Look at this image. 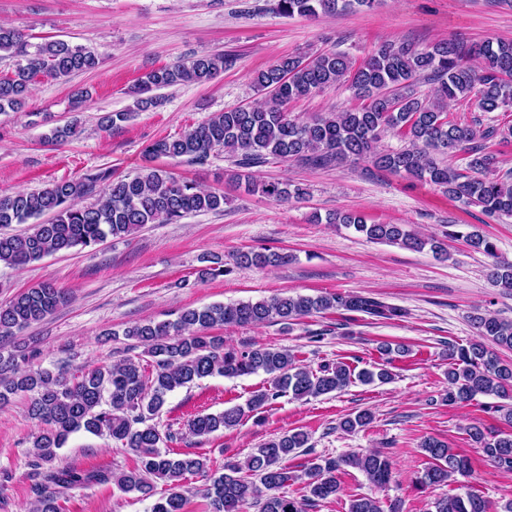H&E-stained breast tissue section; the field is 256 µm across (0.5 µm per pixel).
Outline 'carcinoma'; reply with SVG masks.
Instances as JSON below:
<instances>
[{"instance_id": "cac0c4a2", "label": "carcinoma", "mask_w": 512, "mask_h": 512, "mask_svg": "<svg viewBox=\"0 0 512 512\" xmlns=\"http://www.w3.org/2000/svg\"><path fill=\"white\" fill-rule=\"evenodd\" d=\"M376 0H275L273 10L282 16L316 17L354 8L374 7ZM0 54L16 59L11 75L0 78V112L21 110L34 79L41 75L66 79L95 70L97 54L83 46L55 39L40 43L19 29L0 25ZM232 60L222 54L197 55L151 70L141 80L138 108L157 100L150 92L213 79ZM435 85L433 99L421 97L416 85ZM345 83L359 108L316 114L304 121L287 112L288 102ZM254 88L265 97L259 106L232 107L215 112L204 123L178 137L158 139L144 148L150 158L184 159L206 163L223 148L236 154L229 178L249 195L276 202L305 197V190L288 181L254 179L250 169L271 158L293 160L314 167L343 166L359 160L372 169L435 185L466 207H478L489 217H512V171L495 176L494 157L488 144L512 138L505 130L483 124L448 120L446 104L467 98L484 113L512 109V40L467 43L437 42L420 48L411 42L382 43L357 63L346 54L327 50L308 57L288 56L258 73ZM79 133L78 120L55 129L52 140L64 143ZM387 133L405 141L398 150L380 151L377 144ZM90 205L81 199L94 193ZM224 208V195L205 191L166 171L152 168L134 177L116 176L110 170L79 180H61L31 191L0 196V227L25 224L42 216L30 232L0 234V264L16 267L48 255L85 249L107 237L124 238L146 224H173L197 213ZM336 223L352 228L370 241L390 243L414 251L425 247L443 256L447 249L437 238H421L404 224H369L360 215L336 213ZM469 247L494 259L487 277L512 293V263L497 260L494 242L478 231L457 233ZM289 255L266 248L239 251L232 264L215 261L201 270V277H217L236 269L288 264ZM68 301L65 289L40 283L0 304V337L9 339L31 324L52 315ZM329 310L362 313L375 320H398L403 308L363 294H325L316 297L274 296L256 302L213 304L184 309L173 321H146L128 327L125 335L147 347L155 371L147 375L140 362L123 359L70 379L57 369L19 371L14 360L0 358V406L18 394L29 396V414L37 424L31 434L33 466L41 481L34 484V512H61L58 496L87 484H112L123 493L153 499L151 512H183L182 481L187 476L207 477L201 489L208 512H306V508L337 495L340 474L346 467L364 473L376 487L387 486L393 476L388 456L379 451L341 458H314L295 475L288 459L310 447L309 434L295 430L272 438L242 462L224 464V472L210 473L205 457L171 456L163 446L173 441L171 431H161L158 418L169 393L213 376L237 378L263 372L273 387L253 392L246 406L234 405L213 414L189 419V434L202 437L232 429L248 413H258L282 395L295 399L319 397L345 390L356 373L344 362L326 364L313 371L298 364L286 349L224 348V337L202 329L215 325H261L292 322ZM470 320L476 339L463 346H448V404L460 405L478 396H494L503 403L491 407L504 413L512 425V363L502 361L488 347L492 343L512 349V321L490 313L475 312ZM409 349L384 345L386 356L378 371L363 370L360 381L385 383L391 379L388 355H405ZM373 414L364 409L344 418L340 427L354 432L370 425ZM84 430L107 434L137 458L129 470H80L75 467L42 469L53 462L69 436ZM470 439L495 466L512 471V431L482 424L469 430ZM420 448L429 459L419 478L421 485L440 487L455 475L471 471L470 460L444 442L427 437ZM300 480L306 495L295 499L280 492L288 482ZM167 492L156 495V482ZM435 512H490L489 502L470 490L434 502ZM348 512H382L379 502L361 495L350 500Z\"/></svg>"}]
</instances>
